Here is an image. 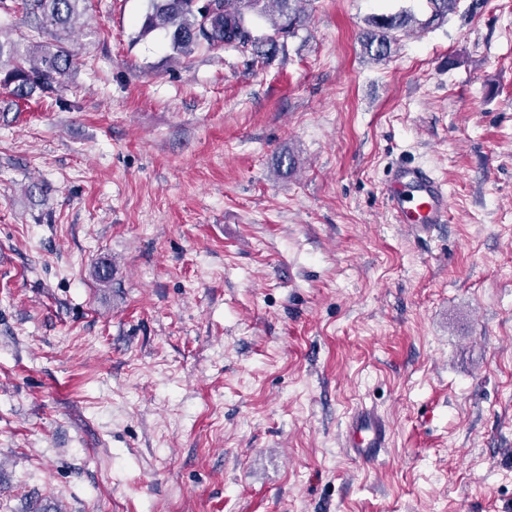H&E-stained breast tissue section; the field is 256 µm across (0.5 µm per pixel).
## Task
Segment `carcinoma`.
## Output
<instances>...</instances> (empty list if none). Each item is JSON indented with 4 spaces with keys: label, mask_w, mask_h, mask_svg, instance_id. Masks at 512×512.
<instances>
[{
    "label": "carcinoma",
    "mask_w": 512,
    "mask_h": 512,
    "mask_svg": "<svg viewBox=\"0 0 512 512\" xmlns=\"http://www.w3.org/2000/svg\"><path fill=\"white\" fill-rule=\"evenodd\" d=\"M313 0H210L207 12L199 0H150L143 33L155 29L167 32L175 54L188 56L197 49L235 48L252 51L264 60L273 57L280 42L295 34L308 18ZM88 0H21V8L31 19L34 36L25 43L0 41V86L23 99L35 91L59 93L73 64V55L64 42L41 40L40 35L72 31L87 10ZM459 0H427L429 17L421 21L407 9L376 14L368 19L362 37L364 53L374 60L388 55L400 33L415 25L429 28L443 23L457 11ZM265 20L269 27L255 34L252 21Z\"/></svg>",
    "instance_id": "obj_1"
}]
</instances>
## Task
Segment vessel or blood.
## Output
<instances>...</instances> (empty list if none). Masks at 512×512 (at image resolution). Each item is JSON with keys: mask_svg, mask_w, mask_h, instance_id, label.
I'll use <instances>...</instances> for the list:
<instances>
[{"mask_svg": "<svg viewBox=\"0 0 512 512\" xmlns=\"http://www.w3.org/2000/svg\"><path fill=\"white\" fill-rule=\"evenodd\" d=\"M388 206L397 223L406 225L413 236L430 233L448 221V192L444 183L425 169L405 165L387 186ZM390 427L373 410L360 408L348 418L346 445L361 462H371L389 444Z\"/></svg>", "mask_w": 512, "mask_h": 512, "instance_id": "vessel-or-blood-1", "label": "vessel or blood"}]
</instances>
